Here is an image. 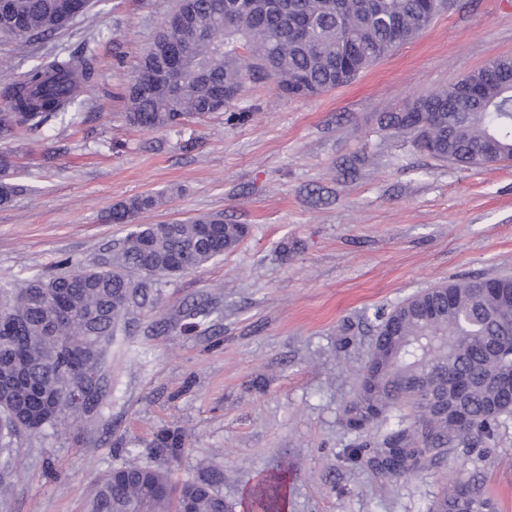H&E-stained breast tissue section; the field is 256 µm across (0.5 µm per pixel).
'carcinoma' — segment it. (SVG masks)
Segmentation results:
<instances>
[{"label":"carcinoma","mask_w":512,"mask_h":512,"mask_svg":"<svg viewBox=\"0 0 512 512\" xmlns=\"http://www.w3.org/2000/svg\"><path fill=\"white\" fill-rule=\"evenodd\" d=\"M67 0H0V42L44 40L73 21ZM233 0H193L204 35L192 39L185 28L166 23L153 39L154 59L179 50L187 58L180 93L158 79L141 91L127 88L126 121L146 130L179 126L212 111L219 89L240 93L246 81L264 74L287 95L314 96L352 82L396 45L416 39L448 0L435 10L426 0H250L252 12L238 19L225 14ZM497 76L481 67L448 88L385 112L380 128L410 136L433 158L463 167H487L511 160L512 57L496 59ZM96 76L92 47L52 56L12 84L9 111L0 114V135L37 132L72 111L79 87ZM476 84L480 98L463 87ZM152 195L129 199L112 210L114 224H133L155 207ZM209 215L180 224H134L92 267L65 258L54 274H36L17 285H0V418L12 424L0 454L11 458V438L55 429L97 409L106 397L107 347L119 326L153 304V288L195 271L237 248L249 234L246 224L223 220L206 237ZM112 256V264L104 257ZM373 348L358 392L342 411L354 431L387 426L370 449L367 464L386 478L437 465L459 446L481 447L512 419V394L498 379L512 372V276L450 281L420 292L376 316ZM467 385L462 417L451 419L448 378ZM88 388L89 401L69 400L71 389ZM408 407L406 420L390 424L393 412ZM160 448H179L182 434L163 431ZM283 473L259 486L253 512H281ZM86 512H232L213 481L182 483L178 495L166 472L130 463L101 479ZM430 512H498L472 480L457 476L433 501Z\"/></svg>","instance_id":"1"}]
</instances>
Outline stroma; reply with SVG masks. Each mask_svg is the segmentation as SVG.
I'll return each mask as SVG.
<instances>
[{
	"label": "stroma",
	"instance_id": "35a3bbf8",
	"mask_svg": "<svg viewBox=\"0 0 512 512\" xmlns=\"http://www.w3.org/2000/svg\"><path fill=\"white\" fill-rule=\"evenodd\" d=\"M176 0H92L50 39L0 46L8 86L43 58L91 42L84 121L0 139V282L70 257L91 264L127 233L116 205L164 195L140 224L221 214L248 225L233 252L163 283L108 352L101 412L14 440L19 464L0 512H83L95 481L134 461L173 485L216 471L233 512L287 475L284 512H428L449 476L475 479L512 512V419L493 440L396 479L350 456L383 428L348 431L342 408L370 353L377 314L472 276L512 274V161L460 168L420 151L379 117L512 56V0H448L414 41L352 83L291 98L246 83L234 109L145 131L124 118L125 89ZM208 315L191 320L195 307ZM179 430L182 448L153 447Z\"/></svg>",
	"mask_w": 512,
	"mask_h": 512
}]
</instances>
